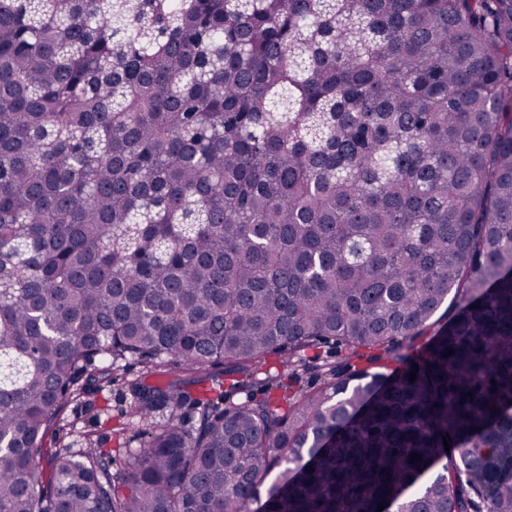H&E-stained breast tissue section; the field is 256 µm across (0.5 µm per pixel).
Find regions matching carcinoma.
<instances>
[{"label": "carcinoma", "mask_w": 512, "mask_h": 512, "mask_svg": "<svg viewBox=\"0 0 512 512\" xmlns=\"http://www.w3.org/2000/svg\"><path fill=\"white\" fill-rule=\"evenodd\" d=\"M270 356L328 383L143 385L120 472L65 449L43 484L119 363ZM259 500L512 512V0H0V512Z\"/></svg>", "instance_id": "carcinoma-1"}]
</instances>
